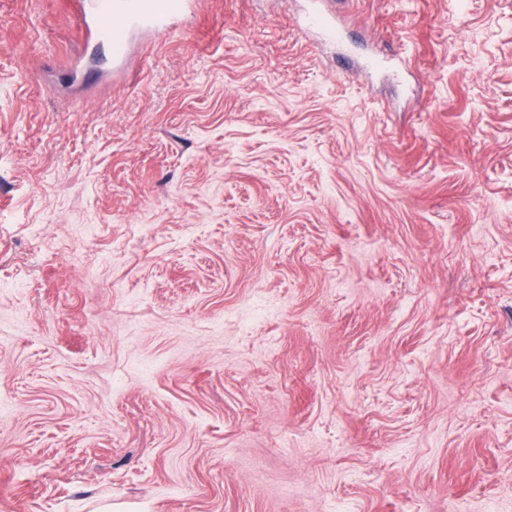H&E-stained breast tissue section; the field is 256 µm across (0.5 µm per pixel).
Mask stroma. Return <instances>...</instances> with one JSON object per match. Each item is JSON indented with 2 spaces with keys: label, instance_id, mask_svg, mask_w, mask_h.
<instances>
[{
  "label": "stroma",
  "instance_id": "obj_1",
  "mask_svg": "<svg viewBox=\"0 0 512 512\" xmlns=\"http://www.w3.org/2000/svg\"><path fill=\"white\" fill-rule=\"evenodd\" d=\"M308 3L0 0V512H512V0ZM88 39L108 48L112 61L124 63L133 31H170L191 11L195 0H77L71 2Z\"/></svg>",
  "mask_w": 512,
  "mask_h": 512
}]
</instances>
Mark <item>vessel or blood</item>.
<instances>
[{
	"mask_svg": "<svg viewBox=\"0 0 512 512\" xmlns=\"http://www.w3.org/2000/svg\"><path fill=\"white\" fill-rule=\"evenodd\" d=\"M196 0H74L73 7L89 40L108 48L115 63H124L133 31H170Z\"/></svg>",
	"mask_w": 512,
	"mask_h": 512,
	"instance_id": "vessel-or-blood-1",
	"label": "vessel or blood"
}]
</instances>
